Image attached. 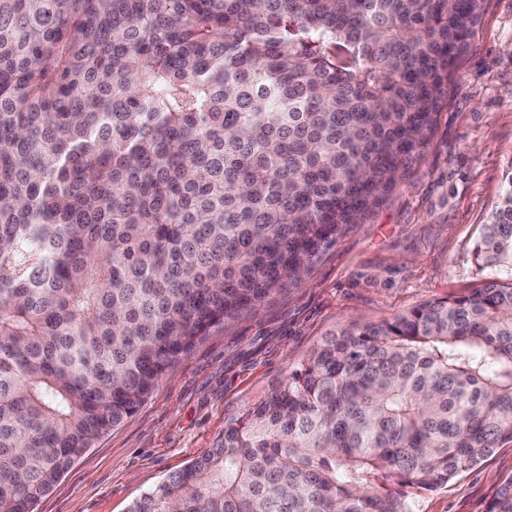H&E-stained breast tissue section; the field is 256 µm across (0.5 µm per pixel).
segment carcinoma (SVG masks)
<instances>
[{"mask_svg":"<svg viewBox=\"0 0 512 512\" xmlns=\"http://www.w3.org/2000/svg\"><path fill=\"white\" fill-rule=\"evenodd\" d=\"M482 0H0V512L422 154ZM468 295L343 328L130 512H412L512 442V179Z\"/></svg>","mask_w":512,"mask_h":512,"instance_id":"obj_1","label":"carcinoma"}]
</instances>
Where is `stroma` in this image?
<instances>
[{
    "mask_svg": "<svg viewBox=\"0 0 512 512\" xmlns=\"http://www.w3.org/2000/svg\"><path fill=\"white\" fill-rule=\"evenodd\" d=\"M511 181L512 0H484L428 145L382 205L325 250L301 285L208 329L35 512H128L215 447L330 332L482 287L489 271L474 246ZM510 482L512 442L436 490L404 493L413 512H488Z\"/></svg>",
    "mask_w": 512,
    "mask_h": 512,
    "instance_id": "stroma-1",
    "label": "stroma"
}]
</instances>
